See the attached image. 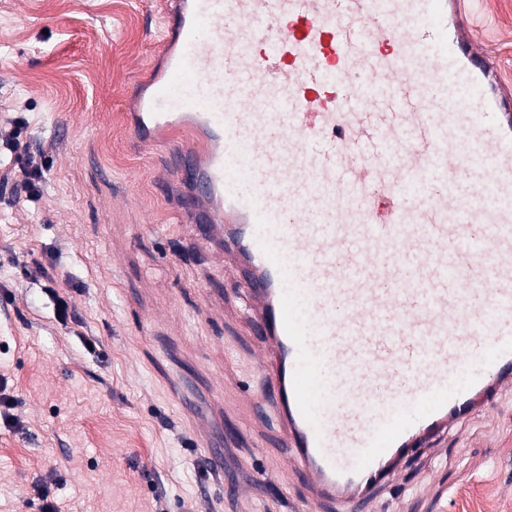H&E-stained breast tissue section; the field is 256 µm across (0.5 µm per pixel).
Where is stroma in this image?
<instances>
[{
  "label": "stroma",
  "mask_w": 512,
  "mask_h": 512,
  "mask_svg": "<svg viewBox=\"0 0 512 512\" xmlns=\"http://www.w3.org/2000/svg\"><path fill=\"white\" fill-rule=\"evenodd\" d=\"M468 4L512 98V0ZM163 20L164 0H0V142L23 120L48 160L31 202L0 150V379L21 421L0 422V512H40L39 480L63 512H311L252 404L233 266L181 220V143L134 136ZM372 512H512V393L404 459Z\"/></svg>",
  "instance_id": "35a3bbf8"
}]
</instances>
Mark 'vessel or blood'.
Masks as SVG:
<instances>
[{
	"instance_id": "b4317fda",
	"label": "vessel or blood",
	"mask_w": 512,
	"mask_h": 512,
	"mask_svg": "<svg viewBox=\"0 0 512 512\" xmlns=\"http://www.w3.org/2000/svg\"><path fill=\"white\" fill-rule=\"evenodd\" d=\"M460 0H168L136 95L232 258L313 512L512 388V102Z\"/></svg>"
}]
</instances>
